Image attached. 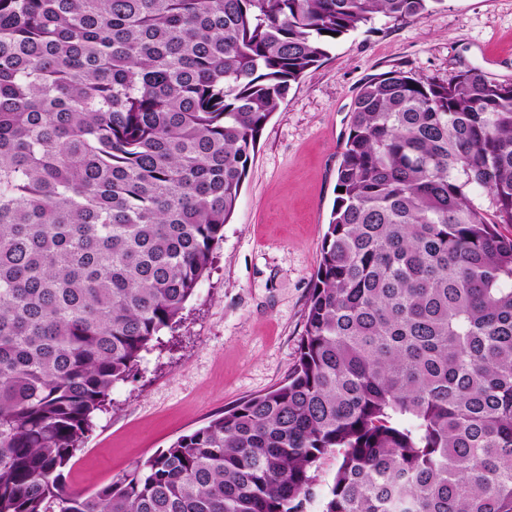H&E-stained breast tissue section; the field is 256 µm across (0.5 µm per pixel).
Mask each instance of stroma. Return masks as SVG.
<instances>
[{
	"label": "stroma",
	"instance_id": "stroma-1",
	"mask_svg": "<svg viewBox=\"0 0 512 512\" xmlns=\"http://www.w3.org/2000/svg\"><path fill=\"white\" fill-rule=\"evenodd\" d=\"M476 68L512 82V0H444L339 38L265 126L212 268L174 330L91 422L65 477L91 492L228 408L279 387L298 357L350 112L366 82Z\"/></svg>",
	"mask_w": 512,
	"mask_h": 512
}]
</instances>
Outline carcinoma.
I'll list each match as a JSON object with an SVG mask.
<instances>
[{
    "label": "carcinoma",
    "mask_w": 512,
    "mask_h": 512,
    "mask_svg": "<svg viewBox=\"0 0 512 512\" xmlns=\"http://www.w3.org/2000/svg\"><path fill=\"white\" fill-rule=\"evenodd\" d=\"M442 2L0 0V512H512V82L478 69L360 89L286 383L92 493L63 474L292 84Z\"/></svg>",
    "instance_id": "cac0c4a2"
}]
</instances>
